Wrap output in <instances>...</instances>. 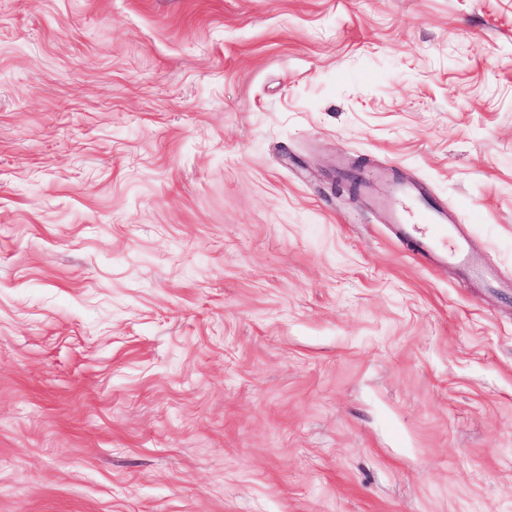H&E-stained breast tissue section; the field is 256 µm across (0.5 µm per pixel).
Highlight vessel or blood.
<instances>
[{
  "mask_svg": "<svg viewBox=\"0 0 512 512\" xmlns=\"http://www.w3.org/2000/svg\"><path fill=\"white\" fill-rule=\"evenodd\" d=\"M378 207L386 223L394 225L400 242L412 244L424 262L451 261L467 267L469 242L453 230L454 218L446 209L435 207L423 198L418 185L397 187L393 194L380 198Z\"/></svg>",
  "mask_w": 512,
  "mask_h": 512,
  "instance_id": "1",
  "label": "vessel or blood"
}]
</instances>
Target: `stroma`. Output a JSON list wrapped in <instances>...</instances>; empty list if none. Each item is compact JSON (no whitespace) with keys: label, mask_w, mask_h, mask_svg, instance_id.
Here are the masks:
<instances>
[{"label":"stroma","mask_w":512,"mask_h":512,"mask_svg":"<svg viewBox=\"0 0 512 512\" xmlns=\"http://www.w3.org/2000/svg\"><path fill=\"white\" fill-rule=\"evenodd\" d=\"M0 512H512V0H0ZM377 204L386 224L395 226L397 239L411 243L424 262L452 261L472 277L491 278L486 271L468 265V239L460 231L453 234L454 217L446 209L428 204L418 185H400Z\"/></svg>","instance_id":"1"}]
</instances>
